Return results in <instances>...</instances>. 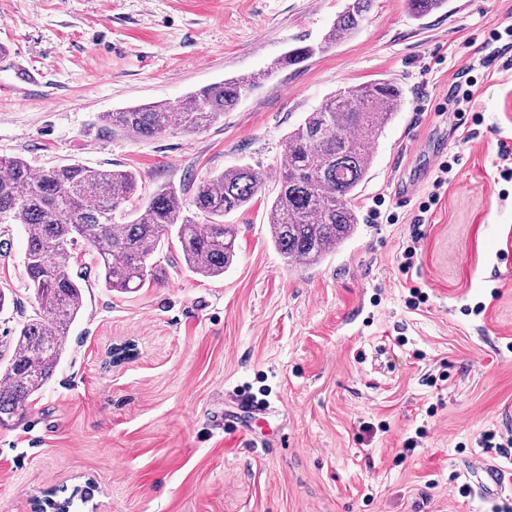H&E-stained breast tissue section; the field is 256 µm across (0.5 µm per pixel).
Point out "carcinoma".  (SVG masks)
Instances as JSON below:
<instances>
[{
  "label": "carcinoma",
  "instance_id": "cac0c4a2",
  "mask_svg": "<svg viewBox=\"0 0 512 512\" xmlns=\"http://www.w3.org/2000/svg\"><path fill=\"white\" fill-rule=\"evenodd\" d=\"M422 20L448 0H406ZM372 0H347L316 45L288 50L275 67L295 66L354 34ZM256 87L238 77L189 95L178 111L165 102L106 112L104 130L154 137L172 126L198 131L233 111ZM403 103L392 81L379 80L331 95L286 138L277 171L276 196L267 224L273 246L290 267H311L348 241L360 224L354 204L370 170L373 143ZM264 187L248 165L178 187L158 188L119 223L115 214L137 192L128 170L78 161L39 173L18 156L0 155V224H22L27 235L25 268L37 309L0 338V427L21 424L33 396L53 377L66 339L83 307L82 278L73 272L79 242L89 247L107 288L136 292L162 275L154 255L175 237L186 268L204 278L224 275L236 256L235 230L224 216L245 207Z\"/></svg>",
  "mask_w": 512,
  "mask_h": 512
}]
</instances>
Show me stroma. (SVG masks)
<instances>
[{
    "label": "stroma",
    "mask_w": 512,
    "mask_h": 512,
    "mask_svg": "<svg viewBox=\"0 0 512 512\" xmlns=\"http://www.w3.org/2000/svg\"><path fill=\"white\" fill-rule=\"evenodd\" d=\"M346 0H0V154L33 170L79 161L139 177V207L166 183L248 165L266 179L226 215L236 257L223 276L189 272L177 245L156 254L162 281L137 293L79 265L84 308L67 352L22 426L0 428V512H488L512 502V477L477 488L475 467L508 462L478 446L512 431V183L497 144L512 139V76L476 71V135L441 111L458 68L488 55L512 25V0H449L413 20L405 0H374L353 37L271 71L289 48L318 43ZM38 70L20 82V67ZM255 89L207 129L136 139L103 113L176 105L227 78ZM380 79L405 104L374 145L353 238L321 264L288 267L268 233L285 138L331 94ZM457 156L454 180L414 227L433 190L429 152ZM398 214L370 223L374 199ZM420 229L405 303L400 251ZM23 225L0 224V337L34 298ZM481 314H473L477 304ZM251 390L270 411L252 442L215 432ZM424 430L414 450L404 441ZM472 485L453 493L450 476Z\"/></svg>",
    "instance_id": "35a3bbf8"
}]
</instances>
